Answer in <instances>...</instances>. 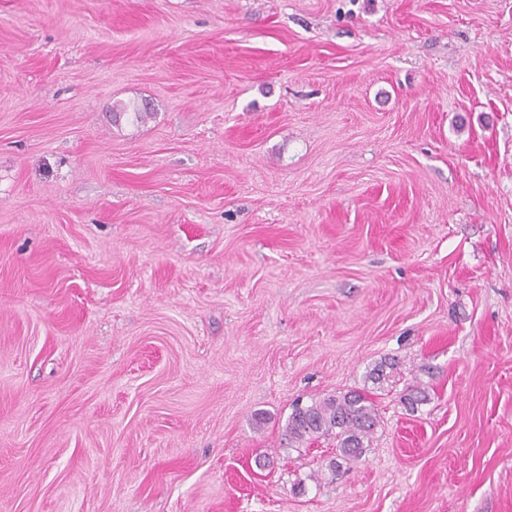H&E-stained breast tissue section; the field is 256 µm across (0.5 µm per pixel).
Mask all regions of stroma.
<instances>
[{
  "label": "stroma",
  "mask_w": 512,
  "mask_h": 512,
  "mask_svg": "<svg viewBox=\"0 0 512 512\" xmlns=\"http://www.w3.org/2000/svg\"><path fill=\"white\" fill-rule=\"evenodd\" d=\"M0 512H512V0H0ZM378 423V410L365 389L329 395L310 405L293 407L284 427L288 447L299 448L322 436L336 438V457L345 463L360 459L365 440Z\"/></svg>",
  "instance_id": "1"
}]
</instances>
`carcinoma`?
I'll return each instance as SVG.
<instances>
[{
	"label": "carcinoma",
	"mask_w": 512,
	"mask_h": 512,
	"mask_svg": "<svg viewBox=\"0 0 512 512\" xmlns=\"http://www.w3.org/2000/svg\"><path fill=\"white\" fill-rule=\"evenodd\" d=\"M119 117L126 113L142 123L152 115L151 105L144 102L127 112V106L117 105ZM429 400L428 388L419 383L405 397L412 412ZM378 423V410L365 390H350L340 395H329L309 405H296L288 416L284 427L288 447H300L316 438H336V456L346 463L360 459L365 440L373 433Z\"/></svg>",
	"instance_id": "cac0c4a2"
}]
</instances>
